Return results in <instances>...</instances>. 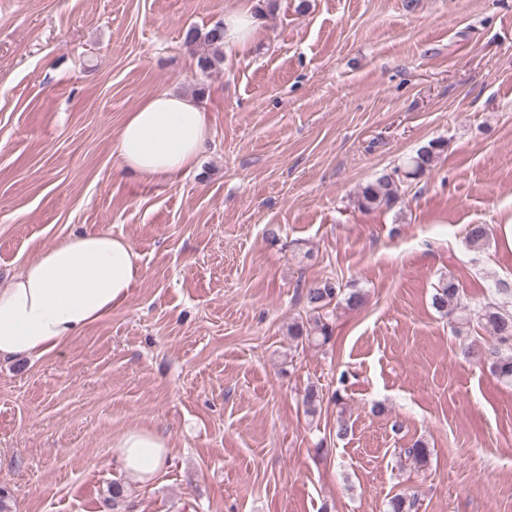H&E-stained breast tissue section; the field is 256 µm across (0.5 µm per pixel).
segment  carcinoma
Segmentation results:
<instances>
[{
	"label": "carcinoma",
	"mask_w": 512,
	"mask_h": 512,
	"mask_svg": "<svg viewBox=\"0 0 512 512\" xmlns=\"http://www.w3.org/2000/svg\"><path fill=\"white\" fill-rule=\"evenodd\" d=\"M223 40V27L216 24L205 32L197 28L188 29L184 43L189 47L198 43L210 47L211 53L198 60L201 69L209 70L224 60ZM443 148V142L431 141L418 149L402 166L394 169L393 173L383 174L364 186L359 195L360 206L367 211L393 208L399 202L401 184L431 171ZM492 237L489 225L470 224L467 227L465 244L475 253L485 252L490 248ZM494 287L496 294L501 296L500 301L471 310L461 303L460 288L454 276L441 277L432 295V306L448 318V323L458 333L471 321H476L488 333V339L478 348L473 345L465 347L463 354L484 359L494 376L505 383H512V284L497 280ZM305 296L309 307V320L305 323H294L288 329L289 335L296 339L314 335L324 341L329 340L333 333L329 323L331 306L344 303L350 308H358L363 304L360 292L346 291L342 282L332 277L312 281L306 288ZM401 454L423 466L428 462L430 450L418 440L410 447L401 449Z\"/></svg>",
	"instance_id": "carcinoma-1"
}]
</instances>
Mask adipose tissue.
Returning a JSON list of instances; mask_svg holds the SVG:
<instances>
[{
  "mask_svg": "<svg viewBox=\"0 0 512 512\" xmlns=\"http://www.w3.org/2000/svg\"><path fill=\"white\" fill-rule=\"evenodd\" d=\"M207 118L194 97L161 91L129 112L115 135L119 168L150 178L193 169L207 142ZM142 274L141 257L125 238L84 230L41 248L0 289V359L36 360L122 307ZM122 466L133 481H150L167 464L166 440L146 428L119 439Z\"/></svg>",
  "mask_w": 512,
  "mask_h": 512,
  "instance_id": "adipose-tissue-1",
  "label": "adipose tissue"
}]
</instances>
